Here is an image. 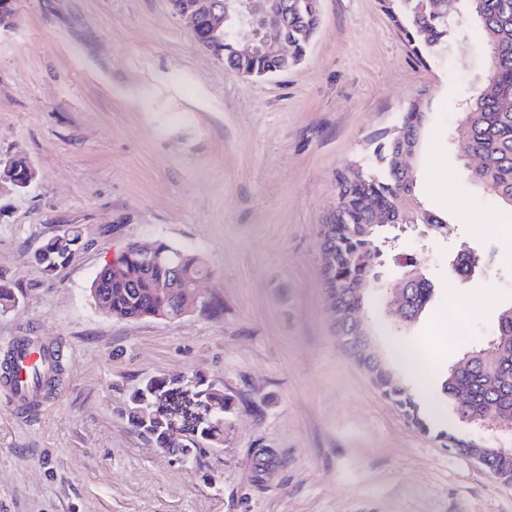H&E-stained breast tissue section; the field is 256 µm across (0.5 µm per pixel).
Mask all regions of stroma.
<instances>
[{
  "label": "stroma",
  "mask_w": 512,
  "mask_h": 512,
  "mask_svg": "<svg viewBox=\"0 0 512 512\" xmlns=\"http://www.w3.org/2000/svg\"><path fill=\"white\" fill-rule=\"evenodd\" d=\"M320 10L305 60L256 80L225 69L170 0H16L0 32V155L26 157L37 176L0 211V267L24 292L0 315V359L26 336L60 346L63 373L33 412L0 385V512H512V485L408 424L339 346L318 261L337 171L372 164V139L422 96L417 190L448 235L402 250L435 293L394 331L391 262L363 314L409 387L391 343L429 360L436 383L493 331L512 305V208L468 183L448 139L487 48L463 19L420 61L378 0ZM64 224L91 243L49 278L29 256ZM157 240L204 258L217 311L126 321L97 308L96 272ZM463 244L493 257L456 284L448 262ZM194 370L238 407L201 471L119 415L140 379ZM260 448L274 452L262 478Z\"/></svg>",
  "instance_id": "1"
}]
</instances>
